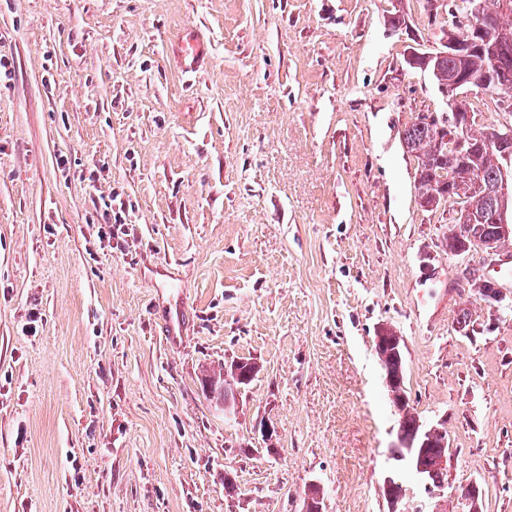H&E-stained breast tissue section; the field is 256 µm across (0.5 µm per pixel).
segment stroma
<instances>
[{
	"instance_id": "stroma-1",
	"label": "stroma",
	"mask_w": 512,
	"mask_h": 512,
	"mask_svg": "<svg viewBox=\"0 0 512 512\" xmlns=\"http://www.w3.org/2000/svg\"><path fill=\"white\" fill-rule=\"evenodd\" d=\"M432 5L0 0V512H301L312 481L323 512H388L384 324L448 428L444 497L406 471L411 505L476 483L512 512V244L483 307L403 141L445 108L408 63ZM186 28L210 42L190 73ZM243 359L223 405L202 371Z\"/></svg>"
}]
</instances>
